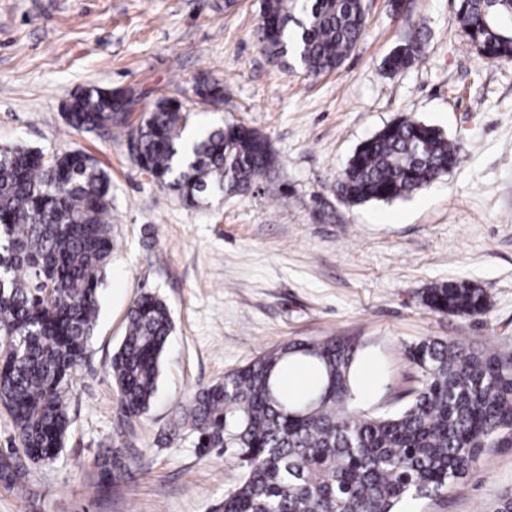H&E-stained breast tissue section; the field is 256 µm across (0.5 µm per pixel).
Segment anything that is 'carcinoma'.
I'll list each match as a JSON object with an SVG mask.
<instances>
[{
    "label": "carcinoma",
    "instance_id": "cac0c4a2",
    "mask_svg": "<svg viewBox=\"0 0 512 512\" xmlns=\"http://www.w3.org/2000/svg\"><path fill=\"white\" fill-rule=\"evenodd\" d=\"M471 48L512 61V0H458ZM364 0H261L256 37L271 62L308 74L339 69L366 27ZM414 31L384 59L399 73L421 57ZM200 102L224 100L219 81L193 88ZM110 89L71 96L65 120L77 131L123 128L133 161L189 206L246 194L278 160L268 139L244 123L190 139L189 113L162 98L128 123ZM456 143L422 122L399 118L358 146L336 195L349 204L391 201L423 189L458 163ZM110 177L81 150L47 156L22 144L0 146V407L15 436L0 450V483L18 488L27 463L55 458L71 425L72 371L86 352L99 285L112 253ZM433 313L474 317L489 308L482 288L450 281L426 289ZM174 322L145 292L127 313L110 372L123 414L139 418L154 401ZM363 344L352 336L286 342L199 390L180 409V430L204 452L238 463L240 482L224 512H400L433 499L464 477L484 448L512 443V358L441 339L411 343L421 373L393 410L354 403ZM302 363L318 381L294 393L279 373Z\"/></svg>",
    "mask_w": 512,
    "mask_h": 512
}]
</instances>
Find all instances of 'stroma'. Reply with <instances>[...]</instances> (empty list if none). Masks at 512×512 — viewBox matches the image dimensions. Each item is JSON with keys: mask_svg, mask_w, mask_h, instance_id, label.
I'll return each instance as SVG.
<instances>
[{"mask_svg": "<svg viewBox=\"0 0 512 512\" xmlns=\"http://www.w3.org/2000/svg\"><path fill=\"white\" fill-rule=\"evenodd\" d=\"M367 26L334 73L273 65L255 36L261 0H0V146L79 149L111 178L112 256L99 316L75 367L59 455L29 464L24 491L0 486V512H223L241 478L230 459L173 433L194 393L287 341L358 337L374 370L371 402L417 386L407 344L459 341L512 356V62L469 46L457 0H410L411 21L366 0ZM426 37L410 68L386 55L411 26ZM222 82L224 102L192 129L245 122L279 164L247 194L190 207L133 162L126 136L72 130L63 105L92 88L131 89L133 119L161 98ZM406 117L440 128L457 166L408 198L352 205L335 183L357 146ZM468 280L488 311L430 312L426 288ZM144 292L174 331L150 410L126 418L110 373L125 316ZM119 465L102 480L105 449ZM512 492V445L483 449L445 497L404 512H497Z\"/></svg>", "mask_w": 512, "mask_h": 512, "instance_id": "35a3bbf8", "label": "stroma"}]
</instances>
